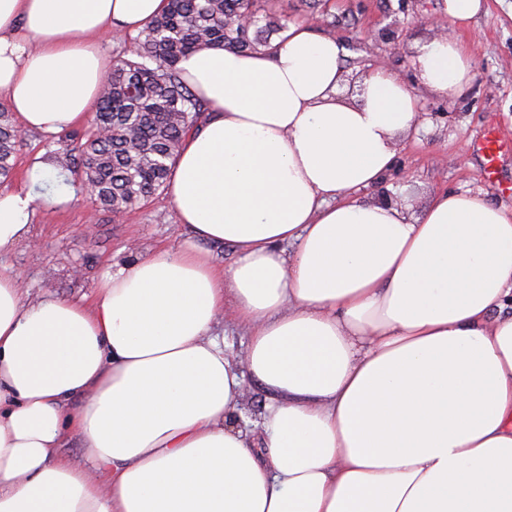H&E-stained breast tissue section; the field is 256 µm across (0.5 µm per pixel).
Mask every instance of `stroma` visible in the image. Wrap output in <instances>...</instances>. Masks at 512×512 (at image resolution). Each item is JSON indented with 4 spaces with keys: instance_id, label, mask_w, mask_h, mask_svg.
I'll use <instances>...</instances> for the list:
<instances>
[{
    "instance_id": "obj_1",
    "label": "stroma",
    "mask_w": 512,
    "mask_h": 512,
    "mask_svg": "<svg viewBox=\"0 0 512 512\" xmlns=\"http://www.w3.org/2000/svg\"><path fill=\"white\" fill-rule=\"evenodd\" d=\"M440 0H277L278 14L290 22L313 21L314 31L332 36L345 48V80L339 94L358 99L361 78L383 66L399 75L419 98V130L397 146V160L379 188L363 190L366 199L388 193L407 214L421 216L438 191L471 192L512 208V192L481 176L479 145L487 129L512 142V0H485V10L460 34L475 63L476 78L465 93L449 101L416 78L421 44L447 28ZM64 134L28 132L8 186L26 187L35 163L63 150ZM186 239L175 222L167 193L113 216L78 192L71 203L48 208L36 204L28 236L0 256V272L19 273L27 298L50 295L92 303L100 277L161 249H178Z\"/></svg>"
}]
</instances>
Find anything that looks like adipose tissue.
<instances>
[{"label": "adipose tissue", "instance_id": "ef3b65f1", "mask_svg": "<svg viewBox=\"0 0 512 512\" xmlns=\"http://www.w3.org/2000/svg\"><path fill=\"white\" fill-rule=\"evenodd\" d=\"M166 0H0V100L21 130L86 123L112 67ZM483 0H442L421 85L475 77L458 33ZM307 23L258 52L206 49L182 80L208 105L167 190L187 234L105 273L92 305L22 300L0 273V512H512V210L469 192L421 217L361 199L419 124L414 90ZM0 189V255L36 198ZM234 246L217 267L204 243ZM231 309L242 357L214 333ZM253 378L261 432L238 424ZM79 402L68 411L69 402ZM77 435L83 461L61 455Z\"/></svg>", "mask_w": 512, "mask_h": 512}]
</instances>
